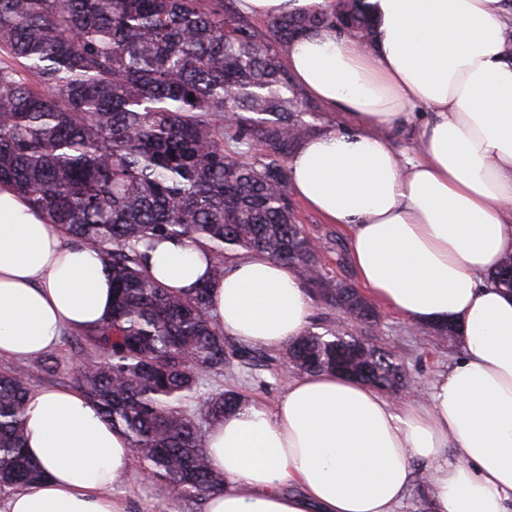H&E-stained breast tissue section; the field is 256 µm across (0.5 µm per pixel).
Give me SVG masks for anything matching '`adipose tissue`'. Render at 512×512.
Returning a JSON list of instances; mask_svg holds the SVG:
<instances>
[{"mask_svg": "<svg viewBox=\"0 0 512 512\" xmlns=\"http://www.w3.org/2000/svg\"><path fill=\"white\" fill-rule=\"evenodd\" d=\"M326 0H238L272 19ZM371 46L343 34L296 40L285 65L348 127L302 141L289 183L348 232L358 282L408 323H453L460 353L428 404L394 401L334 372L293 378L273 409L248 403L213 425L206 453L224 476L206 512H397L427 467L429 512H512V291L488 275L512 258V56L505 0H371ZM423 122H414L418 110ZM416 138L413 155L394 140ZM162 285L211 288L225 335L281 349L307 331L313 299L293 267L252 253L213 278L206 248L163 241L150 252ZM112 312L96 252L0 187V358L36 361L64 331ZM25 448L44 469L0 512H124L107 489L129 472L126 436L81 392L40 390ZM456 456H449V449Z\"/></svg>", "mask_w": 512, "mask_h": 512, "instance_id": "ef3b65f1", "label": "adipose tissue"}]
</instances>
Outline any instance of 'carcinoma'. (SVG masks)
Wrapping results in <instances>:
<instances>
[{"label": "carcinoma", "mask_w": 512, "mask_h": 512, "mask_svg": "<svg viewBox=\"0 0 512 512\" xmlns=\"http://www.w3.org/2000/svg\"><path fill=\"white\" fill-rule=\"evenodd\" d=\"M372 42L368 0L272 18L236 0H0V187L95 249L112 277V316L84 334L74 383L123 432L135 461L180 499L224 489L203 428L243 405L213 379L249 354L210 320L208 288L170 289L148 249L190 240L224 275L244 249L296 267L351 327L307 331L288 346L298 371L344 372L389 393L409 385L398 356L370 340L375 307L352 284H329L287 194L288 159L315 132L284 58L308 33ZM263 152L243 156L254 146ZM0 371V493L42 475L23 437L31 378ZM211 384L197 410L189 403Z\"/></svg>", "instance_id": "carcinoma-1"}]
</instances>
